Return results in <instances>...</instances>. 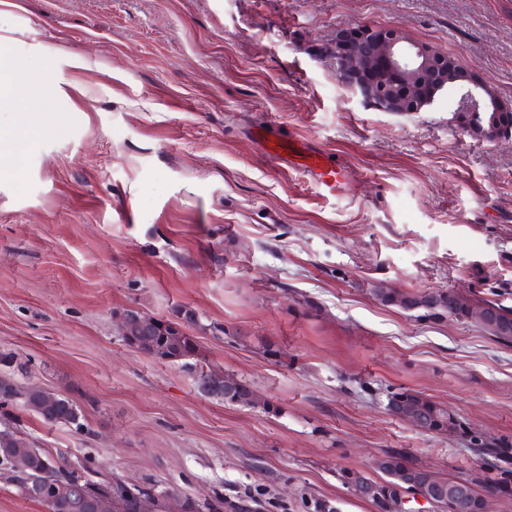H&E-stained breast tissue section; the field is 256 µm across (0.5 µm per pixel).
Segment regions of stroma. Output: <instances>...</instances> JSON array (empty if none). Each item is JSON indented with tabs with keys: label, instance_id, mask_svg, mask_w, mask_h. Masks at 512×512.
<instances>
[{
	"label": "stroma",
	"instance_id": "obj_1",
	"mask_svg": "<svg viewBox=\"0 0 512 512\" xmlns=\"http://www.w3.org/2000/svg\"><path fill=\"white\" fill-rule=\"evenodd\" d=\"M401 28L512 103V0H0L31 84L0 106V371L74 400L83 426L0 406L36 446L215 512H375L342 479L403 453L451 479L512 451V342L375 288L512 307V143L466 134L451 89L409 116L364 107L321 54L341 27ZM275 126L342 165L336 193L269 160ZM186 325L257 406L127 344L120 315ZM409 390L463 429L391 415Z\"/></svg>",
	"mask_w": 512,
	"mask_h": 512
}]
</instances>
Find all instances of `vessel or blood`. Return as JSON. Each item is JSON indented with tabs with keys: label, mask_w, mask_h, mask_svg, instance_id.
Returning a JSON list of instances; mask_svg holds the SVG:
<instances>
[{
	"label": "vessel or blood",
	"mask_w": 512,
	"mask_h": 512,
	"mask_svg": "<svg viewBox=\"0 0 512 512\" xmlns=\"http://www.w3.org/2000/svg\"><path fill=\"white\" fill-rule=\"evenodd\" d=\"M258 138L267 158L301 171L324 190L332 192L339 187L342 167L330 154L308 149L298 138L275 127H263Z\"/></svg>",
	"instance_id": "vessel-or-blood-1"
}]
</instances>
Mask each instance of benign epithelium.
<instances>
[{
  "label": "benign epithelium",
  "mask_w": 512,
  "mask_h": 512,
  "mask_svg": "<svg viewBox=\"0 0 512 512\" xmlns=\"http://www.w3.org/2000/svg\"><path fill=\"white\" fill-rule=\"evenodd\" d=\"M330 57L336 76L361 103L379 112L409 115L420 112L439 94L450 88H464L459 113L483 112L482 121L470 123L461 120L468 134L490 142L512 137V108L498 96L488 94L487 87L474 80L466 71L448 62V55L434 47L410 39L401 29L357 23L340 28L323 49ZM469 319L490 328L497 327L496 310L474 306ZM156 322L140 312L128 309L120 318L121 336L133 334L143 337L142 343L152 344L151 333ZM391 414L429 433L442 434L439 426L425 407L417 401H408L392 407ZM445 495L454 512H469L470 494L461 485L444 491L423 489L416 497L427 504L437 505L436 497Z\"/></svg>",
  "instance_id": "7a95c632"
}]
</instances>
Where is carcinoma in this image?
Here are the masks:
<instances>
[{"label":"carcinoma","instance_id":"cac0c4a2","mask_svg":"<svg viewBox=\"0 0 512 512\" xmlns=\"http://www.w3.org/2000/svg\"><path fill=\"white\" fill-rule=\"evenodd\" d=\"M394 293L395 290L391 288L375 289L377 298L386 304H395L408 311L446 313L461 320L465 319V311L474 304L493 305L507 323V331L499 340L504 343L512 342V309L495 300L470 294L451 307L448 305L446 291L409 293L398 301L394 299ZM173 326V322L161 321L155 327L154 337L157 344L162 347L163 354L178 360L196 357L197 344L194 337L184 331L173 329ZM1 403H18L47 423L74 426L78 429L82 427L83 412L75 403L39 384L20 386L9 374L2 372ZM375 467L381 473V477L374 480L380 487L381 494L392 495L399 489L412 490V486L408 484V477L413 466L404 460L403 455L387 453L378 459ZM31 476L44 480L43 494L55 504L66 500L69 496L68 487L86 476L89 477L87 483L96 496L112 499V512H128L133 498V494L127 490L121 478L109 474L94 480L90 478L87 470L61 461L45 449L30 443L20 431L9 426L0 429V479L15 488L24 498L35 502L37 498L29 493L25 484ZM471 484L475 489L471 497L470 512H488L487 497L508 490V482L499 480L491 483L487 477L479 475L472 477Z\"/></svg>","mask_w":512,"mask_h":512}]
</instances>
